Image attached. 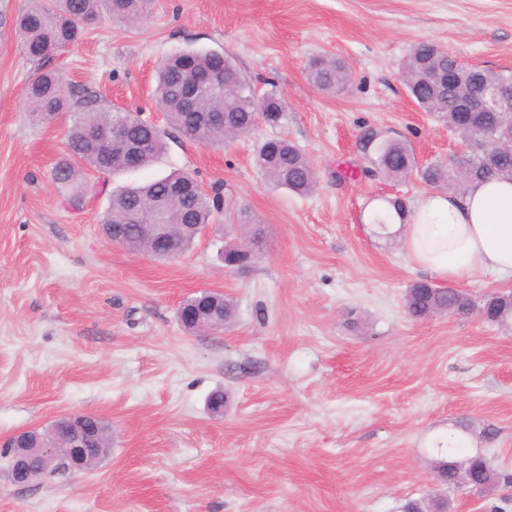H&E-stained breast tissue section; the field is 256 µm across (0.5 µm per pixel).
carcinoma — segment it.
Instances as JSON below:
<instances>
[{"label": "carcinoma", "instance_id": "cac0c4a2", "mask_svg": "<svg viewBox=\"0 0 512 512\" xmlns=\"http://www.w3.org/2000/svg\"><path fill=\"white\" fill-rule=\"evenodd\" d=\"M28 7L16 21V33L28 59L37 64L33 78L27 84L23 104L29 116L38 123H51L64 116L72 119L68 150L56 162L52 178L62 197L77 207L84 196L96 189L91 177H82L79 166L92 174L109 175L128 169V151L124 144L107 142L91 130L94 125L124 124L128 141L139 150L140 165L161 159L167 132L130 112L98 109L89 93L72 90L65 74L54 64L56 53L76 44L86 27L102 16L113 21L133 23L148 13L151 0H28ZM451 58L434 45L422 42L409 52L401 74L418 106L453 127L457 115L453 100L443 95L426 79V72L448 69ZM206 75L226 86L224 95L217 96L207 86L197 88L192 104H186L185 90L189 76ZM482 82L512 90V74L480 70ZM308 76L321 91H337L351 80L349 68L339 59L327 56L312 58ZM157 108L166 116L168 126L185 141L202 146H222L244 135L257 122L276 127L286 118L284 104L274 91L259 93L238 72L232 58L219 52L183 50L167 57L160 65L156 86ZM265 111H258L259 100ZM474 148L454 159L452 166L430 163L421 170V179L436 187L454 181L462 188L469 183L490 178L512 180V145L501 137L512 124V98L505 112L475 114ZM376 166L387 179L402 181L409 178L417 163L401 142L388 141L377 148ZM256 165L265 179L277 188L305 195L314 190L316 179L306 156L290 141L272 138L258 151ZM220 189L206 190L195 175L175 169L167 175L142 185L122 187L109 197L103 233L112 235V228L123 232L125 245L144 249L148 238L144 225L154 221V205L163 207V223L168 225V239L179 252L187 251L208 227L221 208ZM238 223L246 227L249 237L260 243L263 227L243 210ZM216 306L224 313V322L234 314L233 301L218 293L201 292L184 300L182 310L191 307ZM404 306L415 319L438 314L467 315L474 309L470 296L457 289L440 288L427 281H416L406 288ZM512 312V296L495 295L484 301L480 313L489 322ZM461 446L447 448V459L436 463L440 483L448 488L461 484L481 487L492 479L486 461L479 455L465 461L456 460ZM447 503L433 497L422 504H408L406 512H446Z\"/></svg>", "mask_w": 512, "mask_h": 512}]
</instances>
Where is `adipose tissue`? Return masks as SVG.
Returning <instances> with one entry per match:
<instances>
[{
	"label": "adipose tissue",
	"mask_w": 512,
	"mask_h": 512,
	"mask_svg": "<svg viewBox=\"0 0 512 512\" xmlns=\"http://www.w3.org/2000/svg\"><path fill=\"white\" fill-rule=\"evenodd\" d=\"M372 213L386 215L373 225L377 236L398 238L424 272L455 282L479 272L512 279V181H477L459 196L430 191L400 220L385 202Z\"/></svg>",
	"instance_id": "ef3b65f1"
}]
</instances>
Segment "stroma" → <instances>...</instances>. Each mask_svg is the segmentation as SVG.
Masks as SVG:
<instances>
[{
  "instance_id": "stroma-1",
  "label": "stroma",
  "mask_w": 512,
  "mask_h": 512,
  "mask_svg": "<svg viewBox=\"0 0 512 512\" xmlns=\"http://www.w3.org/2000/svg\"><path fill=\"white\" fill-rule=\"evenodd\" d=\"M28 0H0V441L64 412L112 425L97 466L19 485L0 457V512H405L448 496V512H512V327L479 314L422 321L404 294L425 274L363 216L376 200L413 204L426 185L370 176L365 145L405 143L419 165L464 144L413 100L399 68L429 41L471 67L512 71V0H154L146 21L100 19L58 53L74 87L110 109L159 118L157 66L187 49L231 55L286 123L221 147L170 137L157 164L109 178L150 181L173 168L220 186L215 227L160 260L107 239L104 194L64 206L52 177L67 120L29 121L35 66L14 29ZM330 54L353 80L324 93L307 64ZM306 155L316 190L272 187L255 164L269 138ZM263 225L251 266L220 251L240 210ZM228 295L224 329L186 332L187 297ZM224 406L213 411L214 392ZM464 440L497 475L445 490L438 442Z\"/></svg>"
}]
</instances>
